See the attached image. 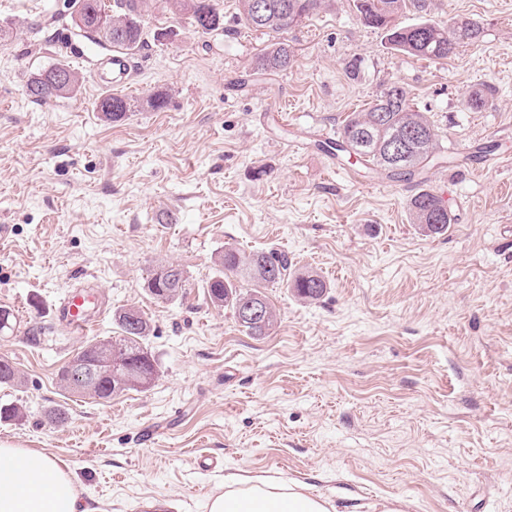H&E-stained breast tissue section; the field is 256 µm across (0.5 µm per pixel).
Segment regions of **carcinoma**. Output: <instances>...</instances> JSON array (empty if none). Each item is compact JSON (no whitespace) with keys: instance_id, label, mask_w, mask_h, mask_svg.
I'll return each mask as SVG.
<instances>
[{"instance_id":"1","label":"carcinoma","mask_w":512,"mask_h":512,"mask_svg":"<svg viewBox=\"0 0 512 512\" xmlns=\"http://www.w3.org/2000/svg\"><path fill=\"white\" fill-rule=\"evenodd\" d=\"M82 4L84 22L77 27L92 39L112 48L132 50L143 43L145 17L153 7L152 0H78ZM255 0H240L241 15L249 27L279 33L293 24V16L305 17L318 9L320 0H264L269 5L265 20L256 18ZM407 0H356L360 20L367 26L384 32L388 44L396 51L424 59H446L457 46L480 38L482 29L469 18L458 19L448 27L435 25L427 20L402 26L394 23L395 17L406 8ZM170 12L185 15L195 32L207 35L223 28L224 16L218 0H167ZM112 12V38L101 35L95 18ZM293 63V52L288 44L274 42L268 45L256 60V68L264 72L283 71ZM56 72L70 76V83L57 85L52 74ZM78 84L76 73L64 64H57L31 76L27 82L28 96L34 102H42L70 94ZM98 108L105 119L118 121L129 110L127 100L119 95H110L100 101ZM400 134L407 135L405 152L395 158L386 155L389 139ZM332 149L348 159L367 168L375 167L387 177L409 180L443 159L438 153L439 135L421 112L411 109L406 89L392 85L384 90L365 112H353L346 117L339 139ZM409 214L412 223L428 235L448 232V209L440 199L426 191L414 195L410 201ZM218 273L207 283L211 303L218 307H229L239 315L242 305L254 298L263 301L266 317L258 322L240 326L252 336H265L275 325V312L267 296L257 288L246 289L241 281L256 284L284 283L301 299L314 302L327 290L326 281L315 273L293 275L289 272L288 255L275 252L256 251L242 255L232 248L224 249L217 260ZM188 286L182 269L173 264H161L153 269L147 280L149 293L163 302L178 298ZM136 316L141 328H130L128 318ZM120 335L97 341L85 347L84 353H93L101 348L112 352L119 368L109 370L100 367L98 387L85 389L78 376L69 371L60 375L67 389L80 395L98 399H111L130 390L148 388L157 375L154 361L145 345L151 331L149 319L137 308H125L114 314Z\"/></svg>"}]
</instances>
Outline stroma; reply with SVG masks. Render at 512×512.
Listing matches in <instances>:
<instances>
[{
    "instance_id": "1",
    "label": "stroma",
    "mask_w": 512,
    "mask_h": 512,
    "mask_svg": "<svg viewBox=\"0 0 512 512\" xmlns=\"http://www.w3.org/2000/svg\"><path fill=\"white\" fill-rule=\"evenodd\" d=\"M219 3L223 30L201 36L154 0L131 109L112 122L97 109L110 51L74 27L71 0H0V307L22 326L0 338L20 377L0 404L24 413L0 422V442L66 465L79 512H207L238 471L304 483L338 512L392 496L407 512H512V0L398 16L482 26L442 60L391 50L353 0H322L276 35L246 27L239 0ZM276 41L292 66L257 72ZM60 62L77 90L32 102L30 75ZM394 83L458 163L398 181L329 161L319 132ZM422 188L448 192L445 235L410 221ZM227 247L287 254L327 292L308 304L267 287L278 322L249 335L207 298ZM161 262L189 281L170 302L144 287ZM72 286L101 301L85 335L53 315ZM126 307L150 319L154 382L107 401L64 390L62 368L118 335Z\"/></svg>"
}]
</instances>
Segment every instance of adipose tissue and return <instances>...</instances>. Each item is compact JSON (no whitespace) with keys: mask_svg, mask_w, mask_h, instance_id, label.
I'll list each match as a JSON object with an SVG mask.
<instances>
[{"mask_svg":"<svg viewBox=\"0 0 512 512\" xmlns=\"http://www.w3.org/2000/svg\"><path fill=\"white\" fill-rule=\"evenodd\" d=\"M209 512H338L328 497L290 480L225 478ZM0 512H78L75 483L44 453L0 443Z\"/></svg>","mask_w":512,"mask_h":512,"instance_id":"adipose-tissue-1","label":"adipose tissue"}]
</instances>
